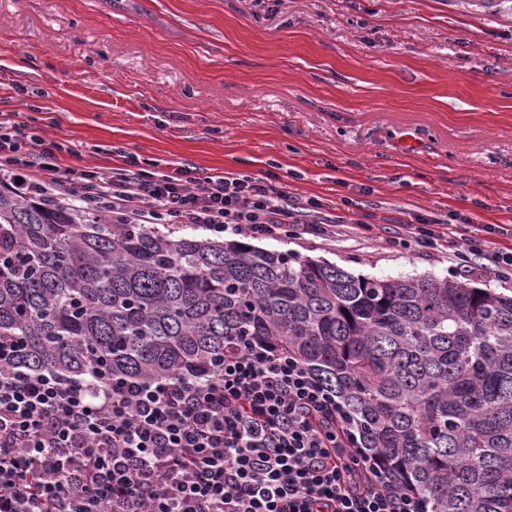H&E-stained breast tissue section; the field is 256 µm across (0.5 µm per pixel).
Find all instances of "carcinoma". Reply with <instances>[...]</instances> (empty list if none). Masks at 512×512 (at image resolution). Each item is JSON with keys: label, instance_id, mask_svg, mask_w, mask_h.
<instances>
[{"label": "carcinoma", "instance_id": "obj_1", "mask_svg": "<svg viewBox=\"0 0 512 512\" xmlns=\"http://www.w3.org/2000/svg\"><path fill=\"white\" fill-rule=\"evenodd\" d=\"M234 336L310 367L429 512H512V296L0 190V338L20 341L23 367L203 377Z\"/></svg>", "mask_w": 512, "mask_h": 512}]
</instances>
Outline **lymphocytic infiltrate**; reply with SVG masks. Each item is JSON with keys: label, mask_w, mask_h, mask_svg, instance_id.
Here are the masks:
<instances>
[{"label": "lymphocytic infiltrate", "mask_w": 512, "mask_h": 512, "mask_svg": "<svg viewBox=\"0 0 512 512\" xmlns=\"http://www.w3.org/2000/svg\"><path fill=\"white\" fill-rule=\"evenodd\" d=\"M63 146L0 122V181L20 193L257 239L335 237L271 180L64 164ZM28 169L33 179L15 175ZM0 343V512H428L360 446L334 391L284 350L236 336L213 375L147 382L21 369Z\"/></svg>", "instance_id": "f902f5d3"}]
</instances>
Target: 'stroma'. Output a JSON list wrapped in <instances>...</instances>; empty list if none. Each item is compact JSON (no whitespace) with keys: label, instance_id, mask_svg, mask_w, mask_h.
<instances>
[{"label":"stroma","instance_id":"1","mask_svg":"<svg viewBox=\"0 0 512 512\" xmlns=\"http://www.w3.org/2000/svg\"><path fill=\"white\" fill-rule=\"evenodd\" d=\"M107 169L269 178L343 218L262 240L375 277L512 294L456 217L512 247V14L464 0H0V121ZM428 221L456 243L391 247Z\"/></svg>","mask_w":512,"mask_h":512}]
</instances>
